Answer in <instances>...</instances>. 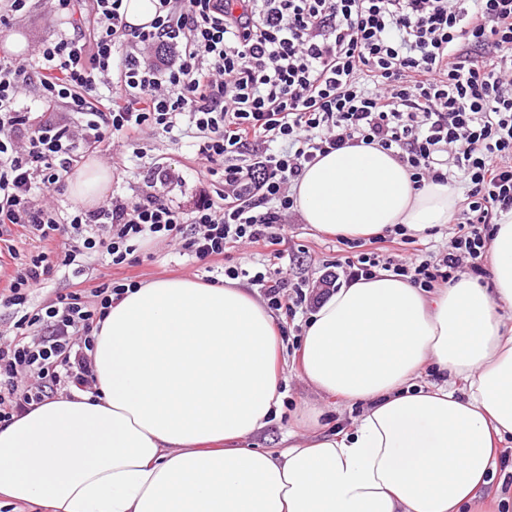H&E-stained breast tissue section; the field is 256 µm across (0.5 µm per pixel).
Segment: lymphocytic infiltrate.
I'll use <instances>...</instances> for the list:
<instances>
[{"label": "lymphocytic infiltrate", "instance_id": "1", "mask_svg": "<svg viewBox=\"0 0 512 512\" xmlns=\"http://www.w3.org/2000/svg\"><path fill=\"white\" fill-rule=\"evenodd\" d=\"M70 30L28 55L0 56V243L32 234L48 249L12 253L0 303L15 334L0 341V427L70 386L95 382L92 331L129 284L80 289L90 260L117 266L143 243L178 240L203 260L243 243L280 244L306 165L349 146L379 145L415 183L462 181L463 209L445 252L420 261L383 257L349 240L346 281L378 271L432 289L458 274L486 277L500 213L512 210V0H159L149 29L126 24L123 0H43ZM68 104L80 116L31 122L19 100ZM193 130L198 160L224 168L222 202L188 212L164 194L162 163L129 201L106 199L61 215L48 200L79 149L106 134L136 143L146 129ZM295 317L308 293L275 263L229 266ZM71 290L31 301L51 277Z\"/></svg>", "mask_w": 512, "mask_h": 512}]
</instances>
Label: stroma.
I'll use <instances>...</instances> for the list:
<instances>
[{
  "instance_id": "1",
  "label": "stroma",
  "mask_w": 512,
  "mask_h": 512,
  "mask_svg": "<svg viewBox=\"0 0 512 512\" xmlns=\"http://www.w3.org/2000/svg\"><path fill=\"white\" fill-rule=\"evenodd\" d=\"M62 29L60 18L47 14L41 0H31L28 12L13 20L11 31L25 41L37 43L56 37ZM92 156L111 169V194L129 200L141 194L143 168L154 161L164 163L178 176L179 181L171 185L168 198L183 210L193 208L202 193L212 194L224 187L222 175L211 174L201 166L192 153L189 138L177 131L144 134L133 147L120 137L108 136L93 150ZM283 237L279 265L292 283L320 282L335 273L337 261L351 254L348 246L303 224L296 214L289 216ZM135 257V263L130 265L99 267L97 274L87 275L85 289L95 288L102 277L115 280L131 277L139 282L156 277H189L205 281L211 279L212 268L239 262L257 264L269 259L270 254L261 246L242 245L230 249L222 259L197 260L179 255L168 241L153 240L142 244ZM284 377L283 411L256 438L259 447H281L289 428L294 425L296 409L307 401L326 407L327 424L332 429L349 427L360 418V406L322 397L297 375L293 367H286Z\"/></svg>"
}]
</instances>
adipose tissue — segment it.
Here are the masks:
<instances>
[{"label":"adipose tissue","mask_w":512,"mask_h":512,"mask_svg":"<svg viewBox=\"0 0 512 512\" xmlns=\"http://www.w3.org/2000/svg\"><path fill=\"white\" fill-rule=\"evenodd\" d=\"M111 171L89 160L71 198L102 201ZM303 223L343 238L448 224V184H415L391 152L354 146L306 167ZM488 246L487 282L433 291L382 271L321 301L296 371L361 406L351 427L253 443L282 408L281 326L238 281L142 282L93 331V390L71 389L0 428V497L48 512H467L487 500L512 442V211ZM434 368L442 383L418 381Z\"/></svg>","instance_id":"ef3b65f1"}]
</instances>
